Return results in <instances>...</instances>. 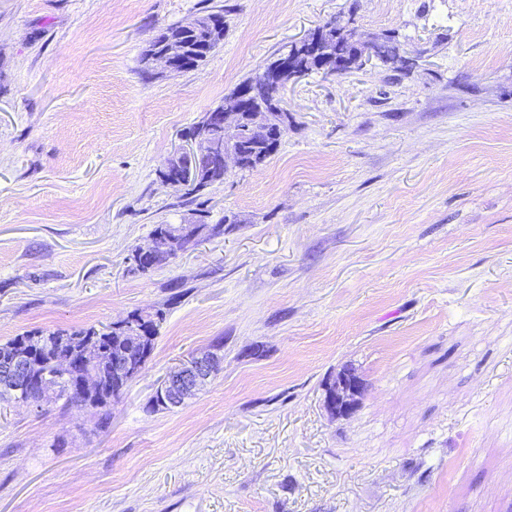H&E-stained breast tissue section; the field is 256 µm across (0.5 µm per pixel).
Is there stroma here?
<instances>
[{
    "label": "stroma",
    "mask_w": 512,
    "mask_h": 512,
    "mask_svg": "<svg viewBox=\"0 0 512 512\" xmlns=\"http://www.w3.org/2000/svg\"><path fill=\"white\" fill-rule=\"evenodd\" d=\"M219 9L204 64L147 70ZM332 19L412 69L289 83L277 151L206 194L223 235L130 273L192 210L159 177L188 128ZM158 308L107 429L0 398V512H512V0H0V343ZM220 361L211 355H200L170 373L158 386L155 396L159 407L176 408L193 395L219 370ZM365 384L353 372L344 371L336 378V387L329 394V404L336 415H348L358 405Z\"/></svg>",
    "instance_id": "obj_1"
}]
</instances>
